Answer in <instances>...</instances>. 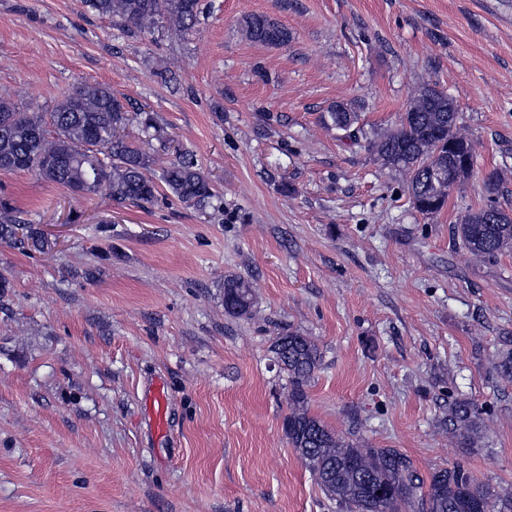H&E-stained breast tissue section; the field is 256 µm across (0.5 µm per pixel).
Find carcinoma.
<instances>
[{
    "label": "carcinoma",
    "mask_w": 512,
    "mask_h": 512,
    "mask_svg": "<svg viewBox=\"0 0 512 512\" xmlns=\"http://www.w3.org/2000/svg\"><path fill=\"white\" fill-rule=\"evenodd\" d=\"M93 12L122 21L133 34L159 29L186 36L200 23L201 0H82ZM251 41L270 47L288 45L290 33L265 15H251L241 24ZM452 99L430 85L410 98L398 123L372 134L358 125V115L337 103L322 116L352 145L366 143L386 167L406 177L413 207L429 216L448 202V184H459L474 168L470 141L459 133ZM136 125L141 142L126 130ZM158 145H153V142ZM168 154V137L152 113L142 109L128 115L124 104L106 84H83L50 108L20 111L18 104L0 97V171L29 172L84 195L104 189L113 201L144 206L155 202L165 187L189 207L211 206L215 192L193 155ZM487 202L468 210L453 225V238L480 259L512 251V209L498 201L500 182L485 180ZM0 243L52 248L44 234L0 203ZM254 304L253 283L240 275L224 278V313L243 317ZM272 351L288 374V408L283 423L288 442L315 477L325 498L341 512H404L422 496L427 512H495L492 492L460 464H451L429 478L412 459L395 448H360L328 430L308 410L305 386L321 365L315 340L289 332L276 337ZM483 408L466 400L448 404V431L466 437ZM383 489L386 495L375 496Z\"/></svg>",
    "instance_id": "1"
}]
</instances>
